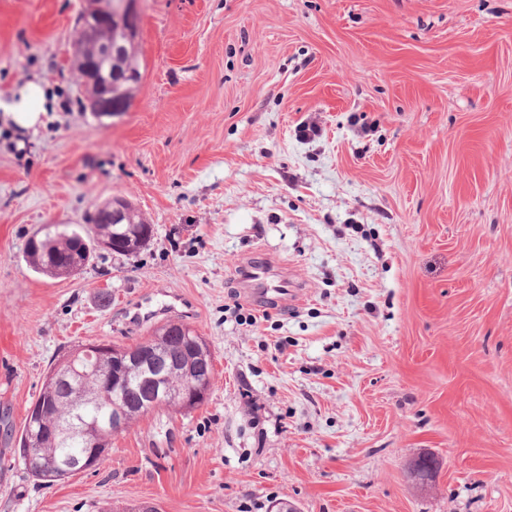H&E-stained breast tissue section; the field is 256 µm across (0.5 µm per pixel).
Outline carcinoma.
Wrapping results in <instances>:
<instances>
[{"label": "carcinoma", "mask_w": 512, "mask_h": 512, "mask_svg": "<svg viewBox=\"0 0 512 512\" xmlns=\"http://www.w3.org/2000/svg\"><path fill=\"white\" fill-rule=\"evenodd\" d=\"M109 39L100 38L91 46L76 43V69L82 71L96 63L97 53L106 52ZM92 230L77 227L58 229L57 225L44 227L40 237H31L25 246V261L36 273L50 275L53 269H67L75 275L92 258L91 246L99 245L100 240L112 237V225L105 223V210H99V217L91 218ZM124 249L113 250L119 255H129L140 251L154 236L153 225L145 222L133 208L128 207L122 224ZM184 326L180 321L170 320L157 328L148 341L156 344L158 354L168 359L172 366L168 369V379L158 390L152 391L142 386L132 373L126 375V384L119 392L108 386L109 379L118 372L112 349H107L95 358L94 370L86 375L74 376L72 361L80 356V348H75L64 356L51 369L41 391L30 407L26 424L19 438V457L25 470L35 479L53 483L66 478L59 464L74 455L84 456L83 448L112 450V438L118 430L112 427L109 413L122 410L125 424L157 408L170 407L178 411L186 410L183 402L182 386L191 378L209 392L213 379V356L206 339L188 330L186 341L181 347H166L161 333L179 330ZM82 404L83 417L96 423L93 435L86 439L81 436L64 438L51 429L56 419L71 420L75 405Z\"/></svg>", "instance_id": "obj_1"}]
</instances>
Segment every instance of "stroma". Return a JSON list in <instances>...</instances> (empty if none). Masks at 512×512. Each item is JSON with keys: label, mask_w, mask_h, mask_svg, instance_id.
Masks as SVG:
<instances>
[{"label": "stroma", "mask_w": 512, "mask_h": 512, "mask_svg": "<svg viewBox=\"0 0 512 512\" xmlns=\"http://www.w3.org/2000/svg\"><path fill=\"white\" fill-rule=\"evenodd\" d=\"M81 6L0 0V100L46 91L42 125L0 112V512H512V0H139L142 80L103 118ZM114 198L149 245L28 268L43 225ZM260 254L298 300L253 306ZM170 305L211 346L205 403L138 418L100 471L29 475L51 368Z\"/></svg>", "instance_id": "1"}]
</instances>
